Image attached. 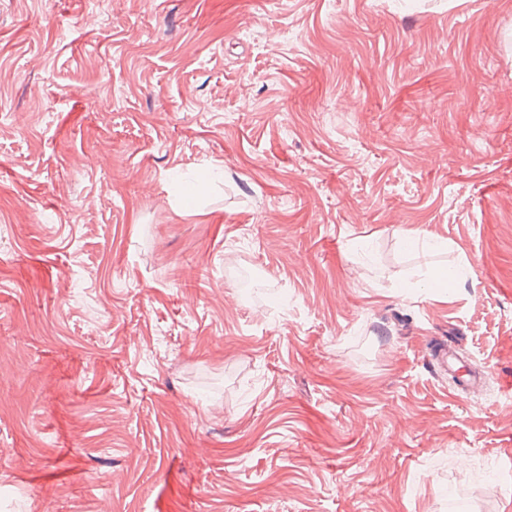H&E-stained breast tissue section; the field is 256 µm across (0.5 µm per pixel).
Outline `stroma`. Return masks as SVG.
<instances>
[{
    "mask_svg": "<svg viewBox=\"0 0 512 512\" xmlns=\"http://www.w3.org/2000/svg\"><path fill=\"white\" fill-rule=\"evenodd\" d=\"M0 512H512V0H0Z\"/></svg>",
    "mask_w": 512,
    "mask_h": 512,
    "instance_id": "stroma-1",
    "label": "stroma"
}]
</instances>
